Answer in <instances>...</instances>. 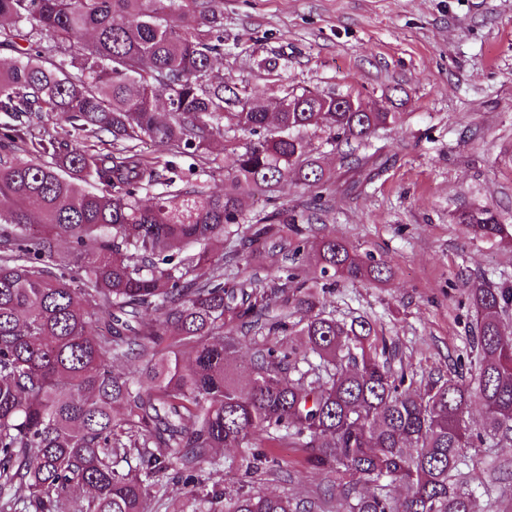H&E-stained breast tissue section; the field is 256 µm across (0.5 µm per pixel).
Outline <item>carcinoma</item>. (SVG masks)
<instances>
[{"label":"carcinoma","instance_id":"obj_1","mask_svg":"<svg viewBox=\"0 0 512 512\" xmlns=\"http://www.w3.org/2000/svg\"><path fill=\"white\" fill-rule=\"evenodd\" d=\"M216 2L0 0V19L14 21L0 38L17 54L0 65V112L19 120L0 134V512H149L169 471L184 489L174 512L202 502L220 512H488L496 484L460 466L469 448L512 442V285L470 290L465 382L419 379L371 322L325 313L320 293L336 279L388 278L341 238L313 247L319 290L301 278L311 259L299 245L282 257L280 287L224 277L241 227L273 249L283 225L303 232L304 215L278 209L248 223L246 198L273 202L288 179L361 195L390 161L372 139L403 113L354 112L342 94L306 89L283 92L273 112L254 105L212 76L224 55ZM44 114L109 134L116 148L41 142L54 162L26 158L20 145ZM312 128L345 147L347 179L309 154ZM228 130L249 137L224 147L223 192L186 186L143 202V190L172 184L174 164L144 159L137 143L196 157ZM457 219L480 238L512 236L487 207ZM229 323L274 339L245 371ZM296 327L301 352L288 345ZM118 359L138 366L118 372ZM475 401L478 429L467 419ZM284 446L336 476L337 493L297 501L252 481L206 488L216 449L242 450L235 463L248 476L274 475L270 449ZM393 485L407 496L394 498Z\"/></svg>","mask_w":512,"mask_h":512}]
</instances>
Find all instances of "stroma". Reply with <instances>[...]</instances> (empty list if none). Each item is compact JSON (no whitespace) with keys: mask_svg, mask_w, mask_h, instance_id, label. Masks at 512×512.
I'll list each match as a JSON object with an SVG mask.
<instances>
[{"mask_svg":"<svg viewBox=\"0 0 512 512\" xmlns=\"http://www.w3.org/2000/svg\"><path fill=\"white\" fill-rule=\"evenodd\" d=\"M224 56L213 73L273 108L284 90L347 94L370 107L399 99L401 125L380 131L393 159L366 194L326 196L310 242L336 236L386 262L385 282L339 283L327 312L375 323L418 375L469 374L474 359L468 293L512 275V247L458 224L470 206L512 225V0H220ZM180 157L190 182L224 188V144ZM287 480L256 487L308 497L334 490L295 448H277ZM472 470L495 469L499 512H512V447L468 449Z\"/></svg>","mask_w":512,"mask_h":512,"instance_id":"35a3bbf8","label":"stroma"}]
</instances>
